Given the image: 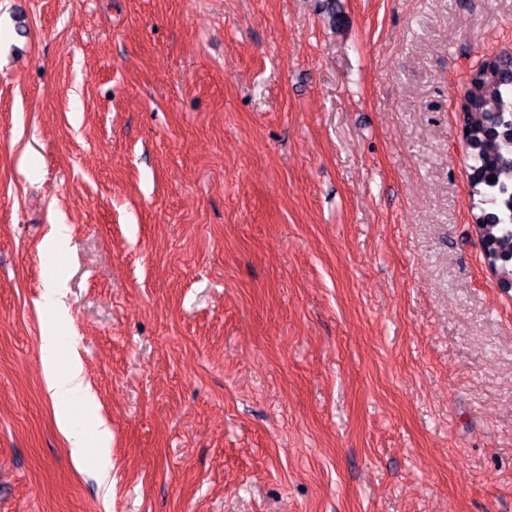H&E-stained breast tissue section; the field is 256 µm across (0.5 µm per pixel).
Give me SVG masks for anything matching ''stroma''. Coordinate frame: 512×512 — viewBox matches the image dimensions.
Segmentation results:
<instances>
[{"label": "stroma", "mask_w": 512, "mask_h": 512, "mask_svg": "<svg viewBox=\"0 0 512 512\" xmlns=\"http://www.w3.org/2000/svg\"><path fill=\"white\" fill-rule=\"evenodd\" d=\"M336 12L0 0V512H512V289L458 122L512 0ZM46 352L50 364L48 392L56 411L58 424L64 432L71 457L82 461L87 454L88 435L93 433L100 445L107 447L112 441V431L99 416L85 420L83 424L71 422L72 412L77 407H85L90 403L89 386L85 384L82 363L78 353L72 349L66 363L62 367L55 364V350L60 343L56 336H47Z\"/></svg>", "instance_id": "stroma-1"}]
</instances>
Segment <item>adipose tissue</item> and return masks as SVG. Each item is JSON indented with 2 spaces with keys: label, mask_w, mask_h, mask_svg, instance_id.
Segmentation results:
<instances>
[{
  "label": "adipose tissue",
  "mask_w": 512,
  "mask_h": 512,
  "mask_svg": "<svg viewBox=\"0 0 512 512\" xmlns=\"http://www.w3.org/2000/svg\"><path fill=\"white\" fill-rule=\"evenodd\" d=\"M48 391L74 460L80 461L86 456L89 436H96L100 445L110 444L112 432L101 417H94L80 425L71 422L74 409L87 406L91 400L78 353H70L64 366L51 367Z\"/></svg>",
  "instance_id": "adipose-tissue-1"
}]
</instances>
